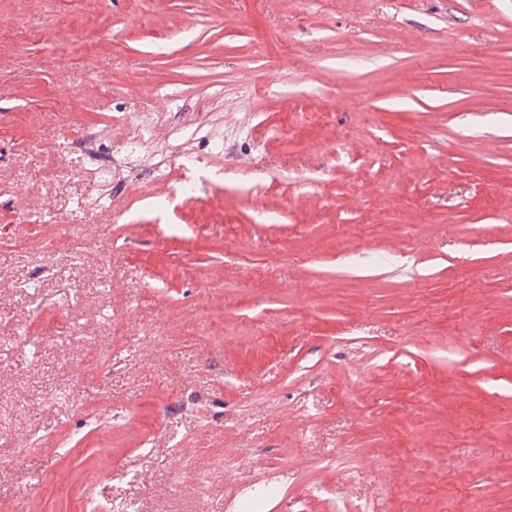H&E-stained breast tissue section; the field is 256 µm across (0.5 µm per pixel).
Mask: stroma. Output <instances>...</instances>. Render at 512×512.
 Wrapping results in <instances>:
<instances>
[{
	"label": "stroma",
	"instance_id": "1",
	"mask_svg": "<svg viewBox=\"0 0 512 512\" xmlns=\"http://www.w3.org/2000/svg\"><path fill=\"white\" fill-rule=\"evenodd\" d=\"M92 499L512 512V0H0V512ZM98 137L97 132L92 128H87L83 136L76 141H72L68 148L71 152L79 153L91 162V168L85 172L86 177L93 181L103 192L104 187L111 184L116 175L119 178L123 177L126 171L133 169L134 162L137 160L133 156H128L124 158L125 166L118 165V167L98 162L95 156Z\"/></svg>",
	"mask_w": 512,
	"mask_h": 512
}]
</instances>
